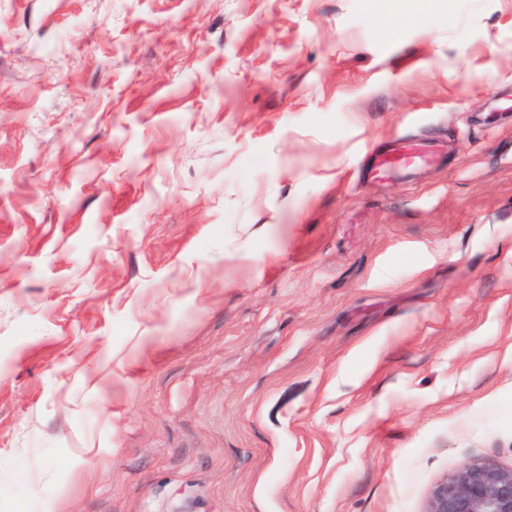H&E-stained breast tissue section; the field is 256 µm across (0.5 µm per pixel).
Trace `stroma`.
Here are the masks:
<instances>
[{
	"label": "stroma",
	"mask_w": 512,
	"mask_h": 512,
	"mask_svg": "<svg viewBox=\"0 0 512 512\" xmlns=\"http://www.w3.org/2000/svg\"><path fill=\"white\" fill-rule=\"evenodd\" d=\"M444 141L363 178L392 139ZM512 467V0H0V512H425Z\"/></svg>",
	"instance_id": "35a3bbf8"
}]
</instances>
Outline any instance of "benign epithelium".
Wrapping results in <instances>:
<instances>
[{
  "mask_svg": "<svg viewBox=\"0 0 512 512\" xmlns=\"http://www.w3.org/2000/svg\"><path fill=\"white\" fill-rule=\"evenodd\" d=\"M426 512H512V467L492 457L462 464L433 487Z\"/></svg>",
  "mask_w": 512,
  "mask_h": 512,
  "instance_id": "1",
  "label": "benign epithelium"
}]
</instances>
